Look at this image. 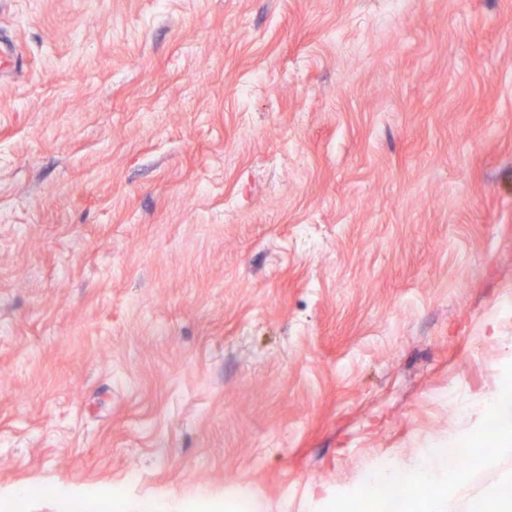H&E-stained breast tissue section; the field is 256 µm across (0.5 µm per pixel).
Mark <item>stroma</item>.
Instances as JSON below:
<instances>
[{
  "mask_svg": "<svg viewBox=\"0 0 512 512\" xmlns=\"http://www.w3.org/2000/svg\"><path fill=\"white\" fill-rule=\"evenodd\" d=\"M377 10L0 0V505L335 512L476 430L512 374V0Z\"/></svg>",
  "mask_w": 512,
  "mask_h": 512,
  "instance_id": "35a3bbf8",
  "label": "stroma"
}]
</instances>
